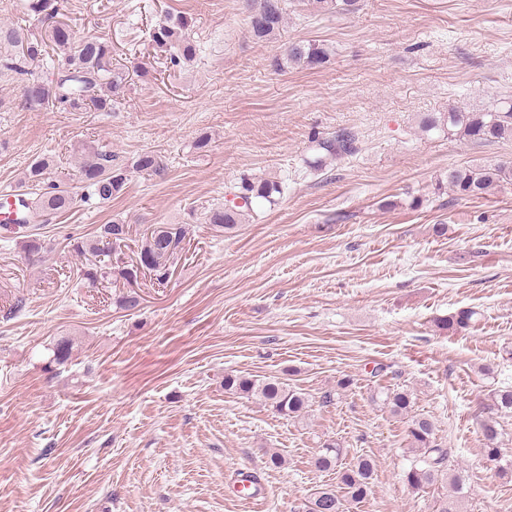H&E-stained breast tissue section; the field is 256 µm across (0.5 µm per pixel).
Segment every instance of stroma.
I'll list each match as a JSON object with an SVG mask.
<instances>
[{
	"instance_id": "stroma-1",
	"label": "stroma",
	"mask_w": 512,
	"mask_h": 512,
	"mask_svg": "<svg viewBox=\"0 0 512 512\" xmlns=\"http://www.w3.org/2000/svg\"><path fill=\"white\" fill-rule=\"evenodd\" d=\"M69 3L64 23L110 42L128 83L115 111L66 112L22 101L23 79H51L47 64L0 74V190L46 154L84 193L72 162L82 142L117 164L155 152L165 170L41 225L43 257L0 229V512H303L336 480L312 465L327 439L375 463L368 499L344 512H439L447 488L403 481L407 423L372 402L380 385L410 389L413 413L434 421L465 475L461 512H512V481L484 458L481 430L491 391L512 385V181L474 200L437 187L451 167L512 161V140L418 124L512 95V0H359L327 15L287 0L288 27L270 43L252 39L242 0ZM173 9L202 53L169 71L148 38ZM288 40L328 45L330 64L274 70ZM341 128L358 152L310 168L312 134ZM246 174L282 181L278 204L224 232L203 224V207ZM113 220L130 226L126 261L151 225L189 231L168 280L141 279L131 311L116 303L122 282L78 277L69 245ZM461 308L478 312L474 328L437 327ZM228 372L286 379L309 396L305 418L225 392ZM346 376L353 386L323 405ZM274 451L282 467L269 466ZM242 471L259 475L260 502Z\"/></svg>"
}]
</instances>
